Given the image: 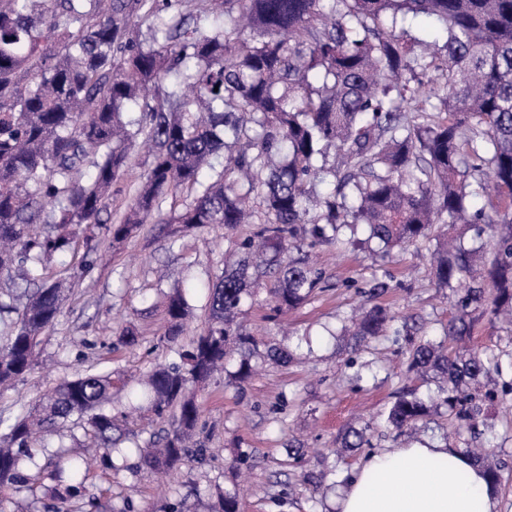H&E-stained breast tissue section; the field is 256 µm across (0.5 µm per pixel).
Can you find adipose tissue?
Listing matches in <instances>:
<instances>
[{
  "label": "adipose tissue",
  "mask_w": 512,
  "mask_h": 512,
  "mask_svg": "<svg viewBox=\"0 0 512 512\" xmlns=\"http://www.w3.org/2000/svg\"><path fill=\"white\" fill-rule=\"evenodd\" d=\"M336 512H497L483 470L448 445L414 443L366 456Z\"/></svg>",
  "instance_id": "1"
}]
</instances>
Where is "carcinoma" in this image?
<instances>
[{
	"label": "carcinoma",
	"instance_id": "cac0c4a2",
	"mask_svg": "<svg viewBox=\"0 0 512 512\" xmlns=\"http://www.w3.org/2000/svg\"><path fill=\"white\" fill-rule=\"evenodd\" d=\"M198 11L210 29L191 25ZM409 13L433 18L440 33L409 35L399 27ZM141 16L155 19L146 47L131 26ZM134 107L138 119L125 122ZM140 137L151 161L107 227L112 242L183 190L196 195L172 220L182 232L256 224L209 288L204 325L186 349L178 340L189 303L180 288L166 295L165 337L179 361L147 379L151 412L172 418L141 449L148 471L205 456L191 443L202 418L191 391L226 362L238 357L229 376L240 382L255 357L291 362L286 347L260 350L239 315L266 281L278 314L323 288L306 245L353 240L361 226L386 251L436 240L433 274L456 296L446 336L457 343L480 318L512 312V0H0V279L32 286L0 299V386L32 371L63 301L46 264L98 248L105 201ZM228 139L224 171L202 185L203 165ZM332 149L340 165L317 166ZM488 179L498 195L490 211L474 203ZM326 181L333 188L320 196ZM467 227L489 237L487 250L464 246ZM391 319L374 305L353 335L381 336ZM408 370L441 376L448 411L475 432L483 399L474 385L501 375L502 355L420 343ZM113 388L112 372L89 370L20 408L0 446V486L30 483V445L60 422L83 428L105 450L102 468H114L123 432ZM428 413L403 391L386 425L402 431ZM91 465L75 460L69 477L59 467L53 479L63 501L86 498L99 510L86 486Z\"/></svg>",
	"mask_w": 512,
	"mask_h": 512
}]
</instances>
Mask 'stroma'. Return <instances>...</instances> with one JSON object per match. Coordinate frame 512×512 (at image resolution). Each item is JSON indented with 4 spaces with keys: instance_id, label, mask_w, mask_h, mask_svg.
Listing matches in <instances>:
<instances>
[{
    "instance_id": "obj_1",
    "label": "stroma",
    "mask_w": 512,
    "mask_h": 512,
    "mask_svg": "<svg viewBox=\"0 0 512 512\" xmlns=\"http://www.w3.org/2000/svg\"><path fill=\"white\" fill-rule=\"evenodd\" d=\"M148 164L147 152L135 149L131 170L112 186L104 220L124 211ZM174 212L173 203L164 202L159 222L142 225L118 245L99 230L100 245L88 270L55 259L51 273L68 283L61 313L42 335L38 364L27 380L0 387V415L37 402L90 368L128 375V391L137 392L139 375L175 360L163 337L166 294L186 288L193 311L187 332H198L208 283L252 227L244 224L232 232L207 227L175 237L169 225ZM429 252L425 244L396 248L383 258L351 246L310 248V261L328 286L289 315V337H281L271 320L266 293L246 301L241 314L264 343H286L296 354L293 363L282 367L268 361L247 383L221 377L198 391L204 460L185 459L173 473L96 472L92 491L105 512H156L167 503L177 504L180 512H210L217 493L225 490L237 493L241 512H333L336 496L367 455L442 440L463 451L489 446V460L501 474L498 512H512V399L486 406L484 431L474 438L454 430L434 378L406 371L411 341L445 342L448 321L456 313L453 293L433 281ZM377 281L389 285L378 301L395 314L390 334L361 342L345 336L344 325L364 303L363 289ZM126 328L136 332L137 345L120 343ZM405 388L429 399L432 412L417 428L399 433L387 428L385 416ZM352 427L364 431L366 445L334 455L337 439ZM34 460L43 470L41 488L32 494L0 487V512H10L13 500L32 495L36 512H54L57 502L47 493L54 484L50 456L39 449ZM327 462L336 466L335 479L316 484Z\"/></svg>"
}]
</instances>
